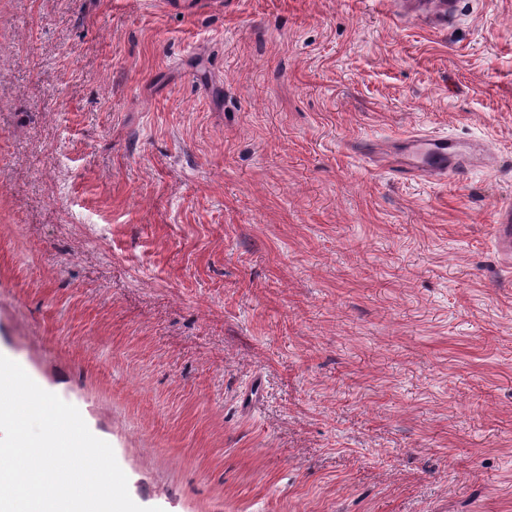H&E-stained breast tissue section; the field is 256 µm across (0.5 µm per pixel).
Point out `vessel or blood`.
Returning <instances> with one entry per match:
<instances>
[{
  "label": "vessel or blood",
  "instance_id": "b4317fda",
  "mask_svg": "<svg viewBox=\"0 0 512 512\" xmlns=\"http://www.w3.org/2000/svg\"><path fill=\"white\" fill-rule=\"evenodd\" d=\"M483 152V146L478 143L465 146L444 136L410 134L398 141L393 160L399 175L441 179L463 174L481 164ZM492 235L501 252L512 251L511 206L499 207Z\"/></svg>",
  "mask_w": 512,
  "mask_h": 512
}]
</instances>
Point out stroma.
<instances>
[{
    "label": "stroma",
    "instance_id": "stroma-1",
    "mask_svg": "<svg viewBox=\"0 0 512 512\" xmlns=\"http://www.w3.org/2000/svg\"><path fill=\"white\" fill-rule=\"evenodd\" d=\"M441 2L0 0V354L138 505L512 512V0ZM483 152L479 143L464 146L444 136L410 134L397 142L392 161L401 176L441 179L485 165ZM498 219L492 227L495 246L504 254L511 251L512 245V208L510 205L500 206Z\"/></svg>",
    "mask_w": 512,
    "mask_h": 512
}]
</instances>
